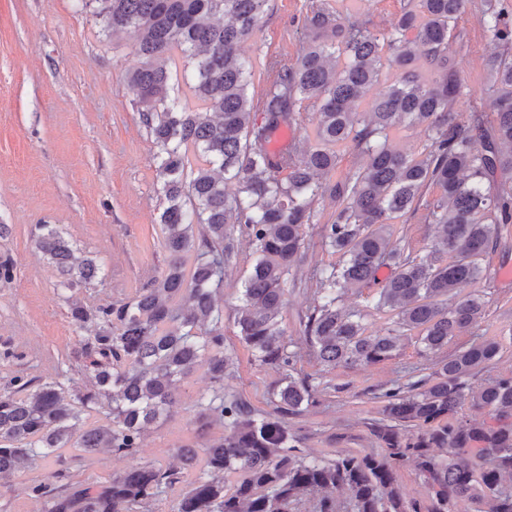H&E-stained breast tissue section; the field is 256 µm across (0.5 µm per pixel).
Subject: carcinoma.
Masks as SVG:
<instances>
[{
  "mask_svg": "<svg viewBox=\"0 0 512 512\" xmlns=\"http://www.w3.org/2000/svg\"><path fill=\"white\" fill-rule=\"evenodd\" d=\"M269 2L82 0L107 32L135 36L141 65L128 80L141 122L161 147L159 223L168 261L127 302L94 308L66 297L79 328L96 326L77 352L78 373L90 384L69 393L68 371L38 385L18 375L9 380L0 392V480L58 458L53 481L29 485L43 512H144L190 469L197 474L170 512H340L338 492L346 494L345 512H512V374L467 392L465 377L493 360L501 344L476 333L481 298H458L512 224V15L487 0L480 22L502 48L488 61L495 98L490 112L470 102L463 121L451 111L463 91L450 50L464 0H412L382 41L339 22L326 4H313L308 28L336 42L310 43L294 66L269 59V84L254 98L253 63L243 44ZM177 54L184 60L183 94L171 85ZM384 56L395 74L383 82ZM379 84L367 111H356ZM305 100L317 107L314 142L299 157L271 150ZM406 119L433 133L417 158L388 145L390 131ZM349 141L365 165L344 181L324 182L336 168V147ZM191 152L203 161L195 169ZM230 181L238 184L233 196L225 191ZM430 183L442 194L425 204L435 235L421 252L393 239L391 221L419 204ZM326 196L338 206L333 221L320 225L321 243L337 261L308 271L320 302L302 318L301 342L292 346L281 328L288 280L314 225V205ZM237 228L254 256L237 308L238 336L256 361L283 372L265 413L224 393L218 294ZM40 229L36 246L56 267L58 289L71 292L97 277L95 261H75L54 225ZM382 266L394 274L372 302L393 321L369 333L361 314L339 302L350 289L370 286ZM412 331L426 352L456 337L469 341L438 371L415 368L376 396L380 418L370 431L377 448L300 455L288 418L320 404L328 386L294 376L296 363L308 356L327 370L376 364L396 356ZM202 364L212 394L198 400L199 414L224 424V436L177 449L182 471L138 461L145 430L168 415L177 385ZM466 404L488 419L466 418ZM91 413L99 419L85 428ZM64 448L78 451L69 463ZM105 450L130 464L106 484L74 483L72 464ZM405 463L422 480L424 497L402 493L397 471ZM231 475L237 480L229 487Z\"/></svg>",
  "mask_w": 512,
  "mask_h": 512,
  "instance_id": "cac0c4a2",
  "label": "carcinoma"
}]
</instances>
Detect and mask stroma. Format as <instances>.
Returning <instances> with one entry per match:
<instances>
[{
	"label": "stroma",
	"instance_id": "1",
	"mask_svg": "<svg viewBox=\"0 0 512 512\" xmlns=\"http://www.w3.org/2000/svg\"><path fill=\"white\" fill-rule=\"evenodd\" d=\"M328 2L341 22L381 37L390 33L407 0ZM311 3L270 0L244 45L254 63L249 94L265 89L262 61L271 57L292 65L301 57L310 41L305 16ZM484 9L485 0H466L456 23L464 43L451 53L464 91L488 104L486 62L499 47L479 22ZM139 65L132 38L110 36L101 20L74 0H0V224L8 227L0 235V258L14 265L12 280L0 281V387L15 375L54 378L73 364L80 340L89 335L70 319L57 293L58 273L35 244L38 225H55L76 258L99 265L100 279L76 293L90 306L132 299L167 264L159 222L158 147L128 85ZM236 243L237 255L224 270L219 292L224 348L231 358L224 388L254 410L266 411L281 373L256 362L237 335L236 308L252 260L247 236L237 235ZM505 265L512 266V233L489 251L482 278L467 287L485 303L479 335L501 343L496 358L471 378L475 389L512 373V279L499 274ZM286 298L282 327L286 341L295 343L317 285L296 280ZM450 353L447 347L422 352L415 337L406 336L396 356L367 367L325 371L303 358L296 365L298 376L322 378L332 392L288 421L302 439V454L375 448L370 425L378 417V393L412 367L436 371ZM208 386L203 366L179 383L170 416L146 430L142 461L173 465L175 448L202 447L223 436L222 423L198 415L196 404ZM55 468L50 458L33 473L1 480L0 512H42L28 487Z\"/></svg>",
	"mask_w": 512,
	"mask_h": 512
}]
</instances>
